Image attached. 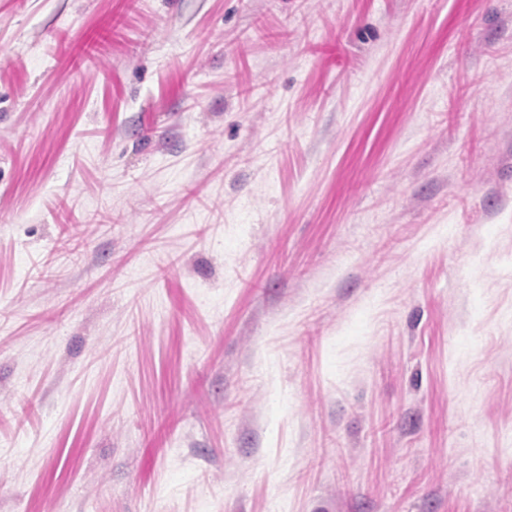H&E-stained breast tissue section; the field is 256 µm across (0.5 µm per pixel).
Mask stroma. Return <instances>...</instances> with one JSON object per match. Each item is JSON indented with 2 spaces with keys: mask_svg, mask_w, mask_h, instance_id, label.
Here are the masks:
<instances>
[{
  "mask_svg": "<svg viewBox=\"0 0 512 512\" xmlns=\"http://www.w3.org/2000/svg\"><path fill=\"white\" fill-rule=\"evenodd\" d=\"M0 512H512V0H0Z\"/></svg>",
  "mask_w": 512,
  "mask_h": 512,
  "instance_id": "stroma-1",
  "label": "stroma"
}]
</instances>
